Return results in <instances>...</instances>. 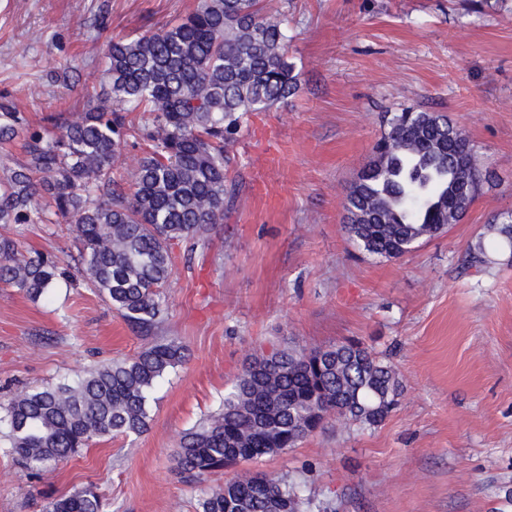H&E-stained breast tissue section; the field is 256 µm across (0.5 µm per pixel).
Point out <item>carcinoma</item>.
<instances>
[{
    "mask_svg": "<svg viewBox=\"0 0 512 512\" xmlns=\"http://www.w3.org/2000/svg\"><path fill=\"white\" fill-rule=\"evenodd\" d=\"M281 14L261 0H200L161 31L112 37L104 75L110 93L74 119L35 126L0 99V143L23 141L24 158L0 178V226L75 225L82 270L126 323L147 333L167 310L162 288L174 247L205 248L224 220L229 148L248 117L297 88ZM142 113L140 123L127 113ZM147 146L130 188L117 177L129 140ZM372 160L345 195L350 242L374 256L401 258L461 220L486 180L475 145L448 117L403 109L386 120ZM512 247V214L497 236L479 238L465 264L488 263L487 247ZM71 272L0 234V284L32 301ZM185 361L174 340L96 367L74 382L24 389L0 416V439L41 476L97 438L140 435L157 383ZM401 396L391 363L360 342L272 348L248 362L217 411L182 434L175 454L186 484L295 448L330 420L380 425ZM300 485L241 470L198 502V512H312ZM45 512H102L92 485L53 499Z\"/></svg>",
    "mask_w": 512,
    "mask_h": 512,
    "instance_id": "cac0c4a2",
    "label": "carcinoma"
}]
</instances>
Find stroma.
<instances>
[{"mask_svg":"<svg viewBox=\"0 0 512 512\" xmlns=\"http://www.w3.org/2000/svg\"><path fill=\"white\" fill-rule=\"evenodd\" d=\"M200 0H0V95L30 122L107 93L113 35L160 30ZM287 15L298 90L253 114L230 150L232 208L164 290L141 336L83 279L34 302L0 287V407L162 340L185 362L154 391L138 436L105 437L33 478L0 444V512H42L95 486L107 512H196L229 472L179 480L182 431L215 411L274 346L355 339L403 384L379 426L329 424L256 469L303 485L321 512H512V254L463 271L486 225L512 212V0H264ZM437 111L475 144L483 184L464 218L410 255L359 251L345 193L388 114ZM23 250L75 265L74 225L28 224Z\"/></svg>","mask_w":512,"mask_h":512,"instance_id":"1","label":"stroma"}]
</instances>
